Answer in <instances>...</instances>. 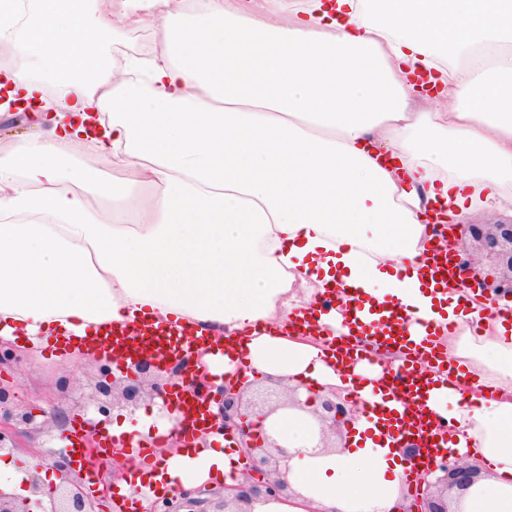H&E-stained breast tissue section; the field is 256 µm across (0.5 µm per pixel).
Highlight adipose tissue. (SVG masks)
<instances>
[{
    "mask_svg": "<svg viewBox=\"0 0 512 512\" xmlns=\"http://www.w3.org/2000/svg\"><path fill=\"white\" fill-rule=\"evenodd\" d=\"M288 22L247 17L242 0H121L152 24L161 55L115 62L111 19L92 0H0L6 103L42 133L0 155V341L98 354L112 330L144 324L210 335L209 376L267 380L291 406L264 426L284 453L281 497L251 512H405L402 449L379 429L319 448L308 400L356 388L377 402L386 367L336 361L341 307L316 311L318 335L289 332L339 284L392 301L437 327H480L482 354L455 338L429 406L452 421L448 446L483 470L448 494V512H512V323L506 301L422 276L428 210L452 223L505 208L512 178V0H289ZM449 99L425 109L410 78ZM91 149L153 189L145 207L101 216L123 183L70 165ZM496 390L470 394L471 376ZM145 475L176 495L234 486L235 441L200 434Z\"/></svg>",
    "mask_w": 512,
    "mask_h": 512,
    "instance_id": "adipose-tissue-1",
    "label": "adipose tissue"
}]
</instances>
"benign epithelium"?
Listing matches in <instances>:
<instances>
[{
	"label": "benign epithelium",
	"mask_w": 512,
	"mask_h": 512,
	"mask_svg": "<svg viewBox=\"0 0 512 512\" xmlns=\"http://www.w3.org/2000/svg\"><path fill=\"white\" fill-rule=\"evenodd\" d=\"M468 232L471 242L460 241L461 249H455L448 237H443L445 246L454 249V255L465 276L455 280L456 285L478 288L485 296L512 297V224H470ZM498 258L503 270L499 276L489 279L476 269L480 255ZM138 337L128 336L126 341L112 348L113 360L122 364L121 376L112 374L109 365L99 367V375L89 379L90 400L97 410L105 413L109 407L120 405L126 409L136 408L146 398L170 399L169 380L184 378L194 393L203 402L215 400L219 404L218 414L212 416L213 429L227 434L236 432L240 436L245 466L242 482L233 488L232 498L212 488H199L194 493L178 497L163 496L147 500L144 512H241L238 504L248 503L258 497H274L286 490L280 479V445L269 434L257 436L252 433L249 417L267 418L280 407L288 405L281 398L275 402L266 400L256 403L247 398L250 387L242 380L222 385L212 393L208 381L199 374L193 356L182 354L179 358L162 357L151 351L142 352L126 363L127 349ZM354 412V400L335 393L321 401L316 412L321 440L336 433L340 425ZM69 416L67 410L56 406L43 413V420L34 421L31 413L12 403L11 389L0 385V453L9 455L18 451L16 438L22 433H57V439L68 438ZM92 441H86L84 459L81 463L67 454L52 459L35 458L33 473L22 484L27 495L21 497L0 486V512H97L99 496L89 490L83 482V474L90 473L97 458ZM54 472L59 483L52 491L43 490L38 473L42 470ZM441 472L427 490L414 503L413 512H448V489L469 487L478 476V471L461 460L432 466L428 473Z\"/></svg>",
	"instance_id": "benign-epithelium-1"
}]
</instances>
